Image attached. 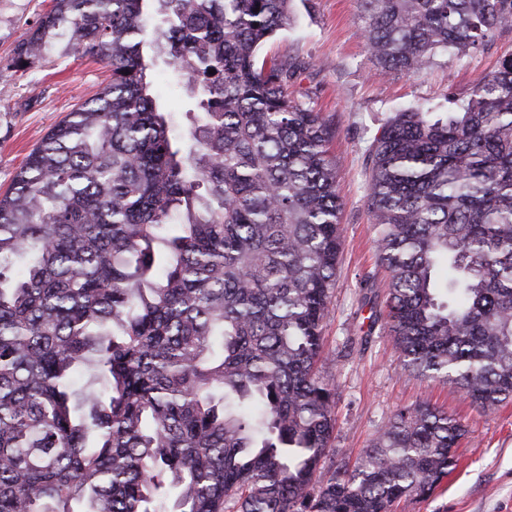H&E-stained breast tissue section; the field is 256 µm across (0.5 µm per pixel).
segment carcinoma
Returning a JSON list of instances; mask_svg holds the SVG:
<instances>
[{"label":"carcinoma","mask_w":512,"mask_h":512,"mask_svg":"<svg viewBox=\"0 0 512 512\" xmlns=\"http://www.w3.org/2000/svg\"><path fill=\"white\" fill-rule=\"evenodd\" d=\"M52 0L25 71L68 39L105 86L0 195V512H395L455 465L427 402L326 464L322 374L342 249L334 121L260 54L292 0ZM381 73L512 30V0H361ZM193 102L173 133L151 75ZM385 328L485 413L512 397V54L458 112L409 105L367 156ZM96 384L76 389L87 367Z\"/></svg>","instance_id":"carcinoma-1"}]
</instances>
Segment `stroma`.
<instances>
[{
    "label": "stroma",
    "mask_w": 512,
    "mask_h": 512,
    "mask_svg": "<svg viewBox=\"0 0 512 512\" xmlns=\"http://www.w3.org/2000/svg\"><path fill=\"white\" fill-rule=\"evenodd\" d=\"M50 0H0V189H6L29 152L68 112L100 92L101 62L80 57L57 41L26 71L11 68ZM287 29L268 42L267 56L292 58L305 68L295 83L317 109L332 115L343 245L325 327V349L336 356L324 373L336 387L337 453L358 455L394 411L421 401L448 410L468 429L458 465L425 500L402 499L397 512H512V402L484 413L448 382L404 367L383 322L388 274L378 264L376 229L367 210L366 155L386 119L410 104L454 112L499 56L512 53V31L485 51L435 57L411 73H380L362 34L360 0H294Z\"/></svg>",
    "instance_id": "1"
}]
</instances>
